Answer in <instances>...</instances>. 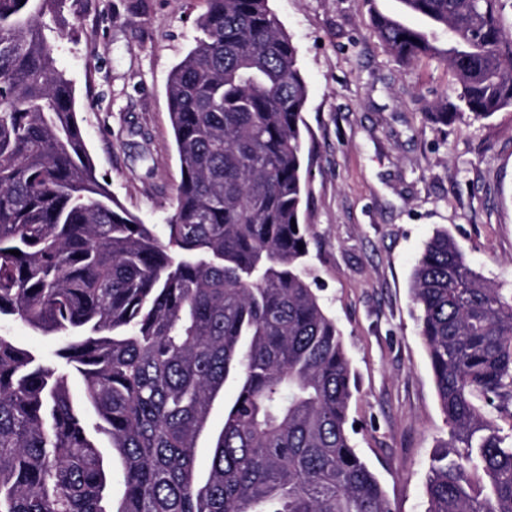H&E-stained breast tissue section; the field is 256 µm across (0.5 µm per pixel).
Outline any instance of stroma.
<instances>
[{"mask_svg":"<svg viewBox=\"0 0 512 512\" xmlns=\"http://www.w3.org/2000/svg\"><path fill=\"white\" fill-rule=\"evenodd\" d=\"M269 6L308 87L306 261L357 377L354 444L392 512H424L448 425L411 275L424 242L445 229L477 273L512 289V110L433 124L430 106L451 85L447 66L427 58L400 65L373 28L378 13L425 28L399 0ZM204 11V0H75L64 12L69 34L57 42L98 175L160 235L181 179L167 83ZM142 132L144 161L136 157Z\"/></svg>","mask_w":512,"mask_h":512,"instance_id":"stroma-1","label":"stroma"}]
</instances>
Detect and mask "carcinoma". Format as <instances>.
Here are the masks:
<instances>
[{"label":"carcinoma","instance_id":"obj_1","mask_svg":"<svg viewBox=\"0 0 512 512\" xmlns=\"http://www.w3.org/2000/svg\"><path fill=\"white\" fill-rule=\"evenodd\" d=\"M506 2L400 0L427 30L374 19L398 63L452 73L433 123L512 109ZM206 3L168 84L181 180L162 241L96 175L50 36L67 0H0V321L56 340L0 334V512H391L306 267L296 47L269 0ZM411 291L449 428L425 512H512V432L473 402L512 400V290L436 231ZM0 329L2 334L13 336V338L18 342L32 346L41 352H52L56 347L55 341L51 336L40 335L19 321L8 324L1 322Z\"/></svg>","mask_w":512,"mask_h":512}]
</instances>
